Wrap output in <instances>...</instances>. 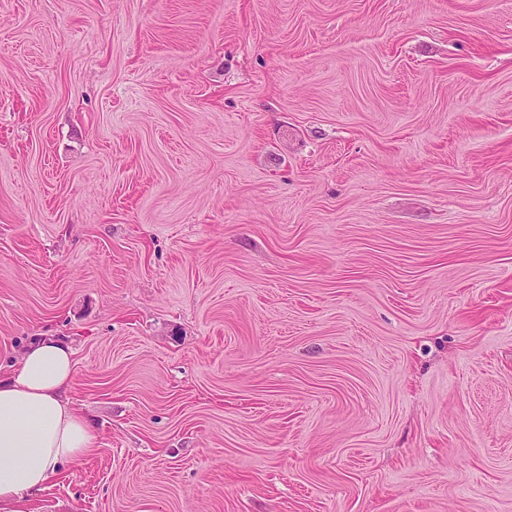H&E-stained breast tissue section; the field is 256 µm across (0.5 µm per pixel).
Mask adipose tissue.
<instances>
[{
  "mask_svg": "<svg viewBox=\"0 0 512 512\" xmlns=\"http://www.w3.org/2000/svg\"><path fill=\"white\" fill-rule=\"evenodd\" d=\"M73 356L66 341L41 336L0 373V512L94 451L93 428L63 398L74 379Z\"/></svg>",
  "mask_w": 512,
  "mask_h": 512,
  "instance_id": "obj_1",
  "label": "adipose tissue"
}]
</instances>
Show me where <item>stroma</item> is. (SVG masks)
Here are the masks:
<instances>
[{
	"mask_svg": "<svg viewBox=\"0 0 512 512\" xmlns=\"http://www.w3.org/2000/svg\"><path fill=\"white\" fill-rule=\"evenodd\" d=\"M97 435L17 512H512V0H0V365Z\"/></svg>",
	"mask_w": 512,
	"mask_h": 512,
	"instance_id": "stroma-1",
	"label": "stroma"
}]
</instances>
